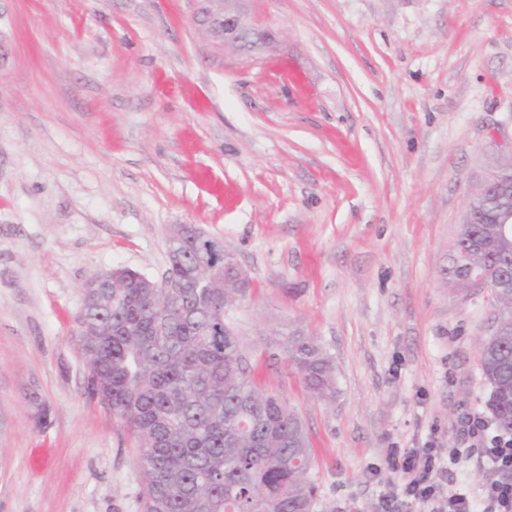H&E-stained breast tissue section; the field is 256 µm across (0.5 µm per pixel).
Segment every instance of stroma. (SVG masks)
<instances>
[{
	"label": "stroma",
	"instance_id": "35a3bbf8",
	"mask_svg": "<svg viewBox=\"0 0 512 512\" xmlns=\"http://www.w3.org/2000/svg\"><path fill=\"white\" fill-rule=\"evenodd\" d=\"M273 41L215 49L196 0H0V512H142L138 450L87 389L82 287L162 281L171 225L223 239L252 280L231 321L251 380L314 450L320 512H382L403 455L478 488L490 290L452 249L512 147V0H248ZM331 357L308 391L272 331Z\"/></svg>",
	"mask_w": 512,
	"mask_h": 512
}]
</instances>
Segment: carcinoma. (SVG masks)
<instances>
[{
	"label": "carcinoma",
	"instance_id": "carcinoma-1",
	"mask_svg": "<svg viewBox=\"0 0 512 512\" xmlns=\"http://www.w3.org/2000/svg\"><path fill=\"white\" fill-rule=\"evenodd\" d=\"M512 198L489 199L484 224H466L453 253ZM168 248L183 262L167 269L179 287L146 288L126 270L116 288H90L80 321L81 349L99 368L88 389L101 393L134 436L143 467L144 512H317L313 449L299 416L280 395L255 388L248 357L226 313L250 289L224 275L210 239L174 226ZM471 262L512 271V237L492 242ZM209 277L211 287L197 283ZM498 336L482 343L480 370L488 406L502 434H512V288L491 289ZM279 350L317 397H336L335 369L323 348L298 329L274 333Z\"/></svg>",
	"mask_w": 512,
	"mask_h": 512
}]
</instances>
